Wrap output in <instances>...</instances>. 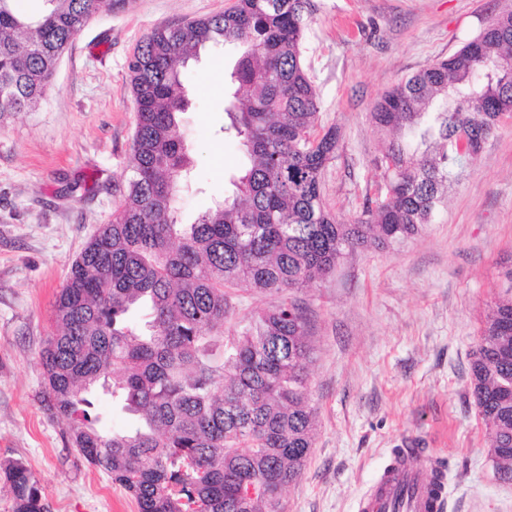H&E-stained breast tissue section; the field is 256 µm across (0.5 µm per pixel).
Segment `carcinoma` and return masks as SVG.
I'll use <instances>...</instances> for the list:
<instances>
[{
  "instance_id": "carcinoma-1",
  "label": "carcinoma",
  "mask_w": 512,
  "mask_h": 512,
  "mask_svg": "<svg viewBox=\"0 0 512 512\" xmlns=\"http://www.w3.org/2000/svg\"><path fill=\"white\" fill-rule=\"evenodd\" d=\"M30 16L0 0V117L33 112L57 65L116 0H41ZM309 0H235L223 12L157 27L128 64L137 103L130 178L112 221L73 261L57 333L40 352L44 407L68 445L134 499L137 512H284L282 494L312 448L316 408L306 307L296 294L357 249L417 234L445 204L454 170L512 117V12L374 105L389 136L386 194L342 222L321 175L339 132L313 137L321 98L300 47ZM240 56L225 75V135L244 161L224 200L192 224L174 203L189 171L180 67L206 46ZM470 362L492 434L495 475L512 483V267ZM252 292L266 308L235 319ZM123 414L107 429L100 397ZM12 512H49L31 471L0 462Z\"/></svg>"
}]
</instances>
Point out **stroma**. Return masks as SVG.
I'll list each match as a JSON object with an SVG mask.
<instances>
[{"mask_svg": "<svg viewBox=\"0 0 512 512\" xmlns=\"http://www.w3.org/2000/svg\"><path fill=\"white\" fill-rule=\"evenodd\" d=\"M234 0H120L93 18L33 112L0 120V462L32 471L51 512H137L130 496L68 447L42 403L39 351L74 259L113 211L131 176L136 104L128 61L161 24L210 16ZM302 46L322 104L317 132L337 127L323 176L342 221L385 194L387 137L374 104L402 80L448 58L512 0H312ZM231 47L200 53L183 75L192 183L177 216L192 223L224 195L242 163L219 135ZM512 267V117L448 186V202L407 241L348 253L304 289L314 352L317 430L284 512H357V500L399 448L446 464L444 512H512V484L494 474L470 390L471 354L488 306Z\"/></svg>", "mask_w": 512, "mask_h": 512, "instance_id": "1", "label": "stroma"}]
</instances>
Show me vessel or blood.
Returning <instances> with one entry per match:
<instances>
[{
    "mask_svg": "<svg viewBox=\"0 0 512 512\" xmlns=\"http://www.w3.org/2000/svg\"><path fill=\"white\" fill-rule=\"evenodd\" d=\"M444 486L433 485L420 470L391 462L357 501L358 512H439Z\"/></svg>",
    "mask_w": 512,
    "mask_h": 512,
    "instance_id": "obj_1",
    "label": "vessel or blood"
}]
</instances>
